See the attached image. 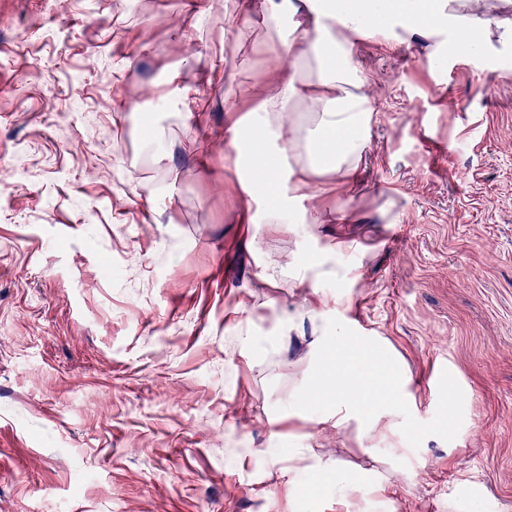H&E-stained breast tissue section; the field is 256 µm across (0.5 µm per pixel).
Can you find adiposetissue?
<instances>
[{
	"label": "adipose tissue",
	"mask_w": 512,
	"mask_h": 512,
	"mask_svg": "<svg viewBox=\"0 0 512 512\" xmlns=\"http://www.w3.org/2000/svg\"><path fill=\"white\" fill-rule=\"evenodd\" d=\"M263 21L286 50H296L288 72L263 90L259 110L237 117V100L224 101L234 119L226 129L231 144L254 174L251 195L271 194L267 223L287 229L295 218L300 191L316 173H349L358 167L370 135L372 108L364 80L353 64L355 43L365 37L387 46L422 41L427 60L470 48L484 55L493 48L512 51V26L502 25L481 0H265ZM352 266L330 267L328 259L298 260L293 277L305 288L335 278L338 290L323 306L336 322L323 326L310 344L313 375L336 379L329 404L302 391L289 392V411H312L321 421L355 423L369 448L383 443L403 424L412 404L409 379L390 352L372 336L357 334L347 316L343 289ZM288 483L297 486V463L316 474L335 473L336 495L346 499L354 478L334 470L333 462L307 448L288 451Z\"/></svg>",
	"instance_id": "obj_1"
}]
</instances>
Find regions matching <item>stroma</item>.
Listing matches in <instances>:
<instances>
[{
	"label": "stroma",
	"instance_id": "stroma-1",
	"mask_svg": "<svg viewBox=\"0 0 512 512\" xmlns=\"http://www.w3.org/2000/svg\"><path fill=\"white\" fill-rule=\"evenodd\" d=\"M209 2L0 0V512H512V55L441 71L421 44L362 40L371 137L352 175L302 188L319 223L286 232L224 135L225 98L255 109L280 46L258 13ZM173 69L200 121L145 137L124 102ZM338 243L359 267L348 315L415 400L369 455L354 426L281 403L336 319L296 325L287 271ZM292 448L359 484L292 490Z\"/></svg>",
	"mask_w": 512,
	"mask_h": 512
}]
</instances>
